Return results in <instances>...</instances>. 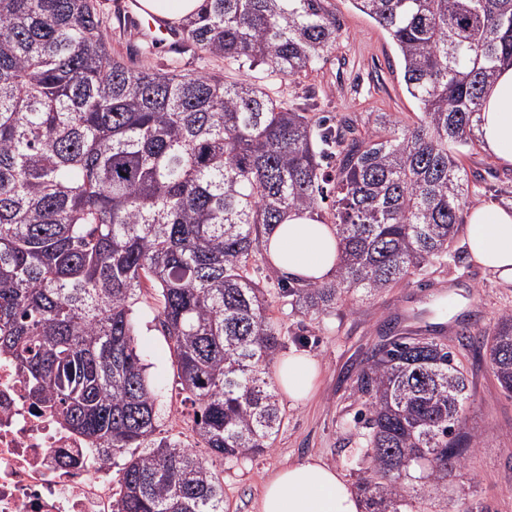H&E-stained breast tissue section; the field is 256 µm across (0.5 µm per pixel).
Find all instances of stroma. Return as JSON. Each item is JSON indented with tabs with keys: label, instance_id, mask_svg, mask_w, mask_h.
Here are the masks:
<instances>
[{
	"label": "stroma",
	"instance_id": "obj_1",
	"mask_svg": "<svg viewBox=\"0 0 512 512\" xmlns=\"http://www.w3.org/2000/svg\"><path fill=\"white\" fill-rule=\"evenodd\" d=\"M101 12L113 20L109 36L114 51L126 52L139 41L136 29L124 24L135 0H98ZM340 26V38L312 71L291 79L255 69L257 82L288 106L313 104L325 116L349 115L366 122L372 112H401L419 117L418 104L402 80L396 48L379 25L353 7L350 0H326ZM179 60L185 71L202 68L226 80L240 77L237 64L201 59L187 54L174 57L166 48L155 49L147 63L163 69ZM469 175L479 176L478 202L512 205V168L496 163L484 150L464 156ZM465 234L457 239L442 265L413 276L409 285L365 298L356 310L340 307L316 319L304 317L289 299L278 298L272 314L290 333L287 349L317 359L321 375L313 397L296 405L281 398L284 423L267 452L244 462L219 464L224 486V512H258L266 477L283 465L309 456L336 468L350 486L364 475L358 463L363 428L357 424L361 404L354 379L366 353L386 342L384 325L398 320L400 334L424 337L440 327L441 338L456 353L470 381L464 414L473 437L465 464L448 479L447 495L419 483L418 512H464L470 502L485 512H512V396L499 387L488 358H473L458 343L462 327L485 330L503 310H512V285H502L469 261ZM140 352L159 397L157 437L194 443L193 410L177 385L169 343L154 327V301L140 296L134 306Z\"/></svg>",
	"mask_w": 512,
	"mask_h": 512
}]
</instances>
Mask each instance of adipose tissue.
<instances>
[{
    "label": "adipose tissue",
    "mask_w": 512,
    "mask_h": 512,
    "mask_svg": "<svg viewBox=\"0 0 512 512\" xmlns=\"http://www.w3.org/2000/svg\"><path fill=\"white\" fill-rule=\"evenodd\" d=\"M481 144L500 165L512 166V67L503 66L485 95ZM466 239L471 261L500 283L512 285V206L478 203L467 211ZM267 256L285 279L330 282L339 266L340 244L333 225L309 212H296L266 237ZM275 381L289 400L313 393L317 361L292 352L279 359ZM259 512H363V503L334 468L308 457L274 472L266 481Z\"/></svg>",
    "instance_id": "ef3b65f1"
}]
</instances>
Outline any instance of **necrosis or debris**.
Returning <instances> with one entry per match:
<instances>
[{
  "mask_svg": "<svg viewBox=\"0 0 512 512\" xmlns=\"http://www.w3.org/2000/svg\"><path fill=\"white\" fill-rule=\"evenodd\" d=\"M0 512H112V464L33 403L0 358Z\"/></svg>",
  "mask_w": 512,
  "mask_h": 512,
  "instance_id": "obj_1",
  "label": "necrosis or debris"
}]
</instances>
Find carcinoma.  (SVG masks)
I'll use <instances>...</instances> for the list:
<instances>
[{
    "label": "carcinoma",
    "instance_id": "cac0c4a2",
    "mask_svg": "<svg viewBox=\"0 0 512 512\" xmlns=\"http://www.w3.org/2000/svg\"><path fill=\"white\" fill-rule=\"evenodd\" d=\"M96 2L0 0V355L102 459L141 449L112 512H224L214 462L266 452L284 422L270 373L288 331L271 298L318 318L448 257L474 195L461 156L512 63V0H352L391 37L422 110L377 112L365 133L282 106L247 73L128 64ZM323 2L203 0L173 31L185 53L293 77L339 37ZM327 200L335 280L260 286L267 233ZM147 286L208 459L154 438L133 318ZM459 343L512 393L511 310ZM355 393L369 512H414L422 480L448 491L469 448L456 354L412 337L374 347Z\"/></svg>",
    "mask_w": 512,
    "mask_h": 512
}]
</instances>
